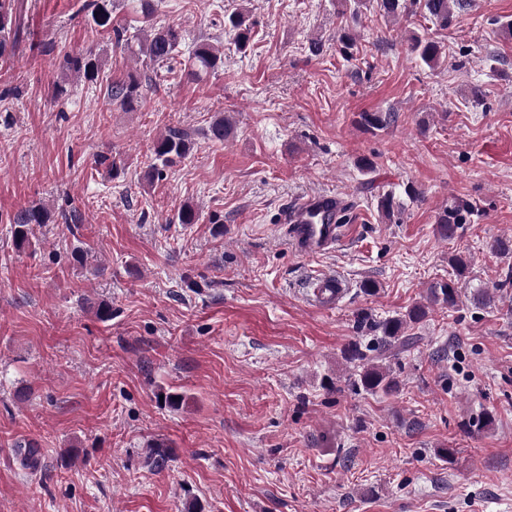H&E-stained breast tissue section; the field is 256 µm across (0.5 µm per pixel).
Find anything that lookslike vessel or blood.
I'll return each instance as SVG.
<instances>
[{"mask_svg":"<svg viewBox=\"0 0 512 512\" xmlns=\"http://www.w3.org/2000/svg\"><path fill=\"white\" fill-rule=\"evenodd\" d=\"M350 206L340 190H323L297 196L281 214L286 239L297 254L310 257L333 252L350 233L342 216ZM346 291L344 280L334 273L322 274L313 284L312 300L320 309L338 306Z\"/></svg>","mask_w":512,"mask_h":512,"instance_id":"obj_1","label":"vessel or blood"}]
</instances>
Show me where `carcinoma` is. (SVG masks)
Masks as SVG:
<instances>
[{"mask_svg":"<svg viewBox=\"0 0 512 512\" xmlns=\"http://www.w3.org/2000/svg\"><path fill=\"white\" fill-rule=\"evenodd\" d=\"M379 13L386 17L398 19L416 10L439 27L446 29L452 23L453 7H464V0H373ZM158 0H142L141 12L145 27L148 28L144 38L138 40L139 52L149 61L160 63L171 59L178 52L184 41V30L176 24L157 25L154 16L157 12ZM86 8L91 10L90 19L94 26L109 34L117 47L131 43L127 30L112 26V0H90ZM11 0H0V57L8 52L12 31ZM229 24L233 40L240 50L245 49L252 40V25L246 23L241 13L229 16ZM409 50L426 65L435 66L442 54L440 45L428 38L412 35ZM224 66V54L209 43H201L191 52L185 76L198 80L202 76L216 72ZM102 62L99 56L88 50L83 54L66 56L63 69L82 76L94 83L98 81ZM108 98L112 105L124 109H134L143 96L141 82L129 75L124 79L112 82L108 88ZM363 124L369 129H380L392 121L391 115L379 112H364L361 115ZM190 151L188 135L178 129H171L158 138L153 146V164L151 176L161 177L166 168L185 158ZM472 205L465 200H455L439 212L436 224L439 233L445 239H452L471 214ZM54 214L44 206L31 205L18 211L13 218V241L21 250L31 245L32 226L35 224H52ZM433 302L440 303L450 309L459 302V291L453 282L436 284L431 287ZM427 316L426 306L417 304L401 316L374 320L371 315L362 312L357 317V326L377 333L374 343L361 345L354 342L345 351V360L353 365L352 384L368 393H390L397 388V382L388 368L374 364L369 353L376 352L379 356L394 358L408 351L414 345V338L405 335V329L411 324L421 322ZM16 460L25 473L34 475L43 469L40 449L33 444L18 445Z\"/></svg>","mask_w":512,"mask_h":512,"instance_id":"carcinoma-1","label":"carcinoma"}]
</instances>
